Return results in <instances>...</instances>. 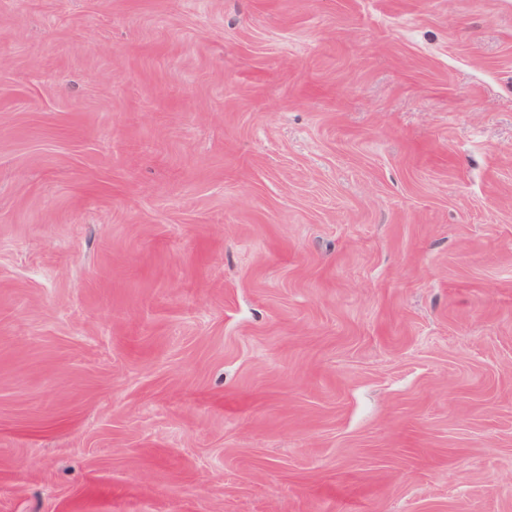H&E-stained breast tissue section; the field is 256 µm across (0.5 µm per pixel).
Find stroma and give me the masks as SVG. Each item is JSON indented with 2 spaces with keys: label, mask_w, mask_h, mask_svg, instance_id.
I'll use <instances>...</instances> for the list:
<instances>
[{
  "label": "stroma",
  "mask_w": 512,
  "mask_h": 512,
  "mask_svg": "<svg viewBox=\"0 0 512 512\" xmlns=\"http://www.w3.org/2000/svg\"><path fill=\"white\" fill-rule=\"evenodd\" d=\"M0 512H512V0H0Z\"/></svg>",
  "instance_id": "stroma-1"
}]
</instances>
